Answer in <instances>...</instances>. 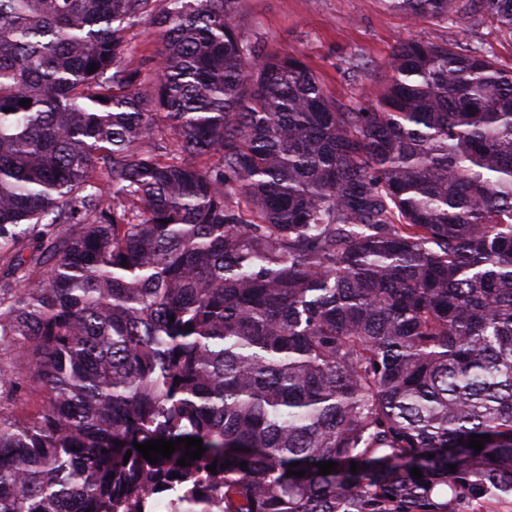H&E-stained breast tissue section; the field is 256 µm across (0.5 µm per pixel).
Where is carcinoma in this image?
<instances>
[{
  "mask_svg": "<svg viewBox=\"0 0 512 512\" xmlns=\"http://www.w3.org/2000/svg\"><path fill=\"white\" fill-rule=\"evenodd\" d=\"M382 2L512 34V0ZM240 3L0 0V391L46 393L0 402V512H494L512 69L408 41L381 108L343 110ZM185 437L186 467L134 447ZM131 54L136 60L146 61L152 67V61L160 48L157 33L148 24L142 23L130 31ZM45 402V393L33 387H25L9 405V414L19 422H29L38 417Z\"/></svg>",
  "mask_w": 512,
  "mask_h": 512,
  "instance_id": "cac0c4a2",
  "label": "carcinoma"
}]
</instances>
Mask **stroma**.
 Wrapping results in <instances>:
<instances>
[{
	"mask_svg": "<svg viewBox=\"0 0 512 512\" xmlns=\"http://www.w3.org/2000/svg\"><path fill=\"white\" fill-rule=\"evenodd\" d=\"M239 27L270 53H297L324 91L347 108H378L391 73L388 65L403 42L465 41L512 68V35L488 17L471 23L467 36L437 21L407 23L381 0H242Z\"/></svg>",
	"mask_w": 512,
	"mask_h": 512,
	"instance_id": "35a3bbf8",
	"label": "stroma"
}]
</instances>
